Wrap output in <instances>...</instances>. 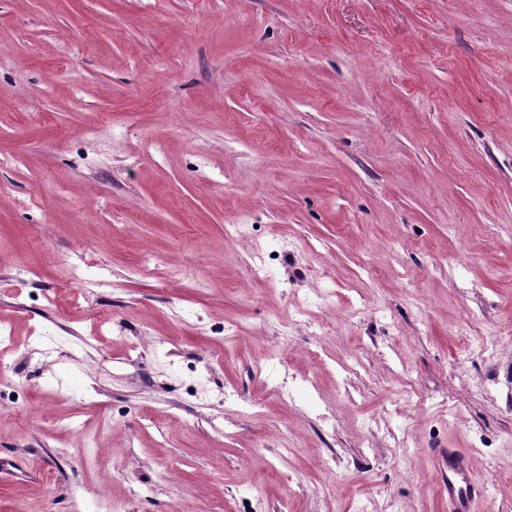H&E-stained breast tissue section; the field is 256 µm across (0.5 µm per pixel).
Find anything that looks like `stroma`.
Returning a JSON list of instances; mask_svg holds the SVG:
<instances>
[{
    "instance_id": "35a3bbf8",
    "label": "stroma",
    "mask_w": 512,
    "mask_h": 512,
    "mask_svg": "<svg viewBox=\"0 0 512 512\" xmlns=\"http://www.w3.org/2000/svg\"><path fill=\"white\" fill-rule=\"evenodd\" d=\"M1 325L0 512H512V0H0ZM273 367L274 374L271 380L273 391L278 396H288L292 390V382H290L288 374V360L276 358ZM445 455L448 473L443 482L448 491V511L473 512L474 504L485 495V485L472 476L471 461L464 451L448 448Z\"/></svg>"
}]
</instances>
